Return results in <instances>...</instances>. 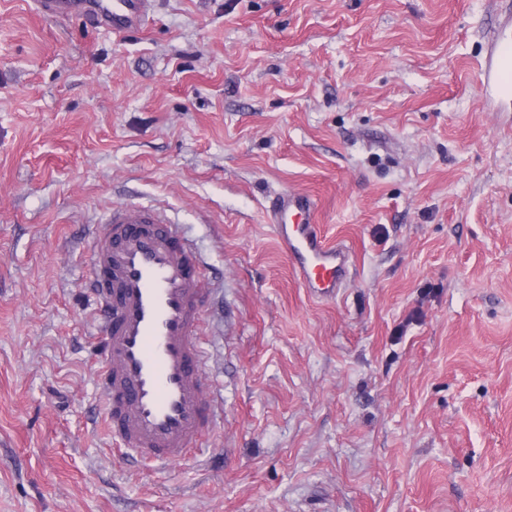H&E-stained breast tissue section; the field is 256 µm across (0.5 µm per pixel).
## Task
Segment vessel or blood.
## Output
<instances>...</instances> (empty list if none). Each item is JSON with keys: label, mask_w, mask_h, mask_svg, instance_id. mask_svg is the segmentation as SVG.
I'll use <instances>...</instances> for the list:
<instances>
[{"label": "vessel or blood", "mask_w": 512, "mask_h": 512, "mask_svg": "<svg viewBox=\"0 0 512 512\" xmlns=\"http://www.w3.org/2000/svg\"><path fill=\"white\" fill-rule=\"evenodd\" d=\"M46 17L78 15L115 32L142 30L149 0H33ZM481 88L512 98V39L493 35ZM307 193L280 192L270 222L307 292L336 296L350 274V249L329 240ZM97 320L89 334L98 366L106 428L133 461L178 463L214 427L213 392L202 372L198 338L208 291L201 261L180 225L158 210L114 207L93 236L87 281Z\"/></svg>", "instance_id": "obj_1"}]
</instances>
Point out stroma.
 I'll list each match as a JSON object with an SVG mask.
<instances>
[{
  "instance_id": "35a3bbf8",
  "label": "stroma",
  "mask_w": 512,
  "mask_h": 512,
  "mask_svg": "<svg viewBox=\"0 0 512 512\" xmlns=\"http://www.w3.org/2000/svg\"><path fill=\"white\" fill-rule=\"evenodd\" d=\"M512 0H153L120 34L0 0V512H512ZM353 252L309 297L268 211ZM138 204L203 261L223 411L125 462L84 285ZM481 88L496 102L512 98V39L500 34L491 38L481 65Z\"/></svg>"
}]
</instances>
